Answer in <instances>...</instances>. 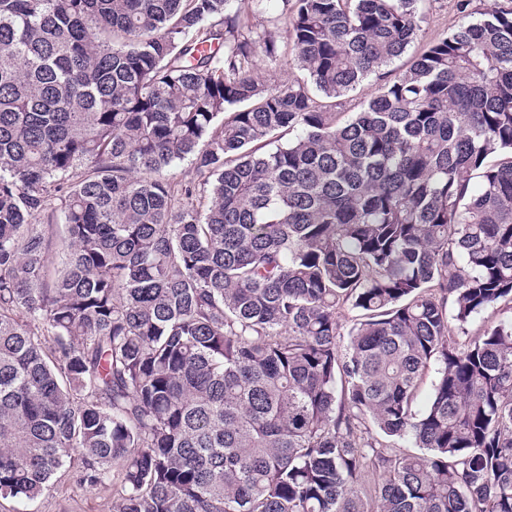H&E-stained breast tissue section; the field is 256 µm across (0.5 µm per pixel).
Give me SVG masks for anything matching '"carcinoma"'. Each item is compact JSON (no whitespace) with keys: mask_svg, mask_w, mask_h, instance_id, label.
<instances>
[{"mask_svg":"<svg viewBox=\"0 0 512 512\" xmlns=\"http://www.w3.org/2000/svg\"><path fill=\"white\" fill-rule=\"evenodd\" d=\"M232 2L0 0V498L512 512V6ZM270 20H275L274 22ZM253 23L263 24L268 27L275 36V39L281 46L287 42V28L284 18L282 0L264 1V10L259 15L251 18ZM462 0H426L421 4V13L424 15L421 23L420 36L409 47L408 51L401 58L396 59L384 71H389L388 75L393 77L395 73L406 68L409 60L419 55L429 44V42L441 38L451 32L459 25L467 23L477 17L474 10L482 7L478 0L470 2L466 11L461 9ZM379 83L381 81H378L375 76L370 77L349 95L345 106L338 109V112H357L361 103L371 96ZM510 306L501 303L485 310L479 317L466 326L468 336H477L484 329L495 326L501 322L512 320V309ZM76 464L72 461L71 472L59 475L51 490L36 503L23 505L0 499V512H113L112 485L97 489L78 485L72 478Z\"/></svg>","mask_w":512,"mask_h":512,"instance_id":"cac0c4a2","label":"carcinoma"}]
</instances>
